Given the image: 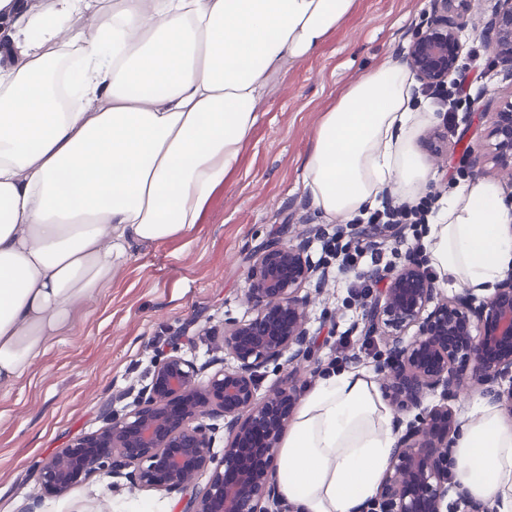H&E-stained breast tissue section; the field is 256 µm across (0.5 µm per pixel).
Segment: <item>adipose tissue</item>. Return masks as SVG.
I'll return each instance as SVG.
<instances>
[{"mask_svg": "<svg viewBox=\"0 0 512 512\" xmlns=\"http://www.w3.org/2000/svg\"><path fill=\"white\" fill-rule=\"evenodd\" d=\"M355 0H47L0 20L22 32L0 66V388L13 387L79 308L140 248L184 236L238 164L258 104L305 62ZM409 67L387 61L322 113L304 188L330 218L411 201L430 170L415 142L429 112ZM512 209L494 182L449 192L425 235L445 286L494 287L512 271ZM394 417L375 378L326 371L278 450L277 487L298 512H362L391 460ZM453 481L512 512V423L474 401Z\"/></svg>", "mask_w": 512, "mask_h": 512, "instance_id": "ef3b65f1", "label": "adipose tissue"}]
</instances>
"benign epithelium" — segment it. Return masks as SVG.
<instances>
[{"label": "benign epithelium", "instance_id": "7a95c632", "mask_svg": "<svg viewBox=\"0 0 512 512\" xmlns=\"http://www.w3.org/2000/svg\"><path fill=\"white\" fill-rule=\"evenodd\" d=\"M432 14L413 37L406 57L424 87L461 69L466 25L453 5L432 0ZM495 59L512 70V0H495L480 32ZM497 164L512 170V92L500 98L490 132ZM317 226L289 241L273 239L252 258L246 274L249 319L224 323V357L199 364L177 349L154 362L150 382L123 409L112 399L103 424L38 464L46 493L66 497L93 477L113 492L131 489L180 495V512H282L276 485L277 453L300 396L296 364H316L308 327L305 284H323L328 270L314 262ZM367 278L383 284L362 301V333L386 346L378 381L396 412V451L380 490L364 512H444L449 491L465 512L489 505L452 481L458 423L448 402L479 387L512 413V273L488 297L467 288L440 296L434 277L408 257L375 268ZM288 365L275 388L258 395L269 366ZM439 404L422 408L428 397ZM421 412L408 423L400 414ZM224 450L214 451L218 421ZM207 476L202 485L195 482Z\"/></svg>", "mask_w": 512, "mask_h": 512}]
</instances>
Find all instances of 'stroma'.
Segmentation results:
<instances>
[{
    "label": "stroma",
    "mask_w": 512,
    "mask_h": 512,
    "mask_svg": "<svg viewBox=\"0 0 512 512\" xmlns=\"http://www.w3.org/2000/svg\"><path fill=\"white\" fill-rule=\"evenodd\" d=\"M493 7L481 0L468 12L463 66L479 73L473 103L454 115L432 109L426 130H438L441 149L425 137L416 149L433 180L424 199L480 177L512 194V179L491 160L488 129L512 72L494 60L478 32ZM432 12L431 0H357L351 16L300 67L280 76L258 106L259 120L240 163L212 199L202 224L185 237L136 251L108 288L81 311L76 329L53 344L14 387L0 390V512H16L40 498L42 512H179L178 499L159 493L104 491L92 479L66 498L46 494L36 462L101 425L113 395L147 384L158 355L178 343L187 358L224 355L225 321L249 317L245 276L250 256L271 237L292 238L312 225L335 232L304 189L303 160L322 112L336 93L387 59L407 55L412 35ZM483 158L470 167L471 155ZM372 265L329 268L323 290L311 296V333L319 341L317 372H303L307 389L318 372L345 368L374 372L385 346L362 336L356 292L375 290Z\"/></svg>",
    "instance_id": "35a3bbf8"
}]
</instances>
